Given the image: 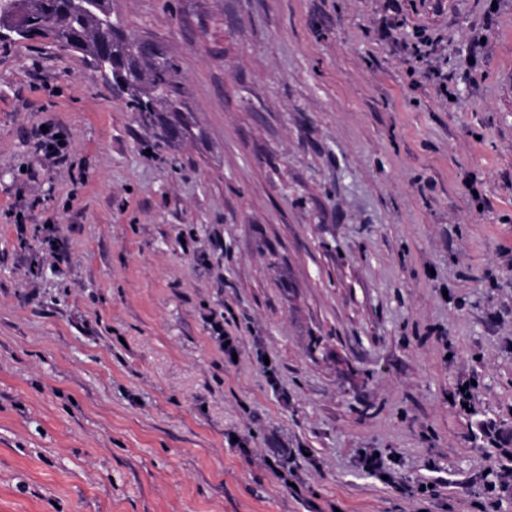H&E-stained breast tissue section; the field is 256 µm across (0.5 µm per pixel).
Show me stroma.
<instances>
[{"label": "stroma", "instance_id": "1", "mask_svg": "<svg viewBox=\"0 0 512 512\" xmlns=\"http://www.w3.org/2000/svg\"><path fill=\"white\" fill-rule=\"evenodd\" d=\"M112 10L184 135L0 41V512H512V0Z\"/></svg>", "mask_w": 512, "mask_h": 512}]
</instances>
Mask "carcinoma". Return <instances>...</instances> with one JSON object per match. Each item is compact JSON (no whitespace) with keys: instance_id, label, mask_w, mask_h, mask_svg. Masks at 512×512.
<instances>
[{"instance_id":"cac0c4a2","label":"carcinoma","mask_w":512,"mask_h":512,"mask_svg":"<svg viewBox=\"0 0 512 512\" xmlns=\"http://www.w3.org/2000/svg\"><path fill=\"white\" fill-rule=\"evenodd\" d=\"M17 15L37 36L81 54L91 66L111 58L128 78L126 107L140 121L163 122L184 109L186 87L175 60L158 43L145 49L141 37L112 14L111 0H102L94 14L71 9L70 0H0V23Z\"/></svg>"}]
</instances>
